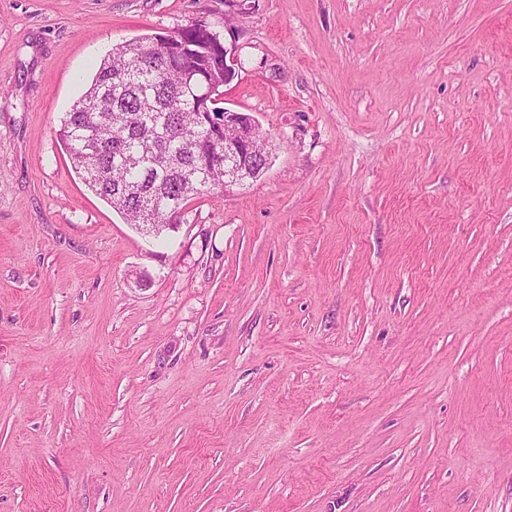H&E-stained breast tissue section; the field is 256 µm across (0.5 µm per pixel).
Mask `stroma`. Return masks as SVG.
<instances>
[{
  "label": "stroma",
  "mask_w": 512,
  "mask_h": 512,
  "mask_svg": "<svg viewBox=\"0 0 512 512\" xmlns=\"http://www.w3.org/2000/svg\"><path fill=\"white\" fill-rule=\"evenodd\" d=\"M194 20L268 166L148 236L57 131ZM0 512H512V0H0Z\"/></svg>",
  "instance_id": "1"
}]
</instances>
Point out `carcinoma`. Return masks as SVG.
Returning a JSON list of instances; mask_svg holds the SVG:
<instances>
[{
    "instance_id": "obj_1",
    "label": "carcinoma",
    "mask_w": 512,
    "mask_h": 512,
    "mask_svg": "<svg viewBox=\"0 0 512 512\" xmlns=\"http://www.w3.org/2000/svg\"><path fill=\"white\" fill-rule=\"evenodd\" d=\"M224 84L221 31L187 25L176 46L158 37L113 47L62 120L73 168L130 224L145 229L224 190V137L215 120ZM240 180L263 174L262 156L233 160Z\"/></svg>"
}]
</instances>
